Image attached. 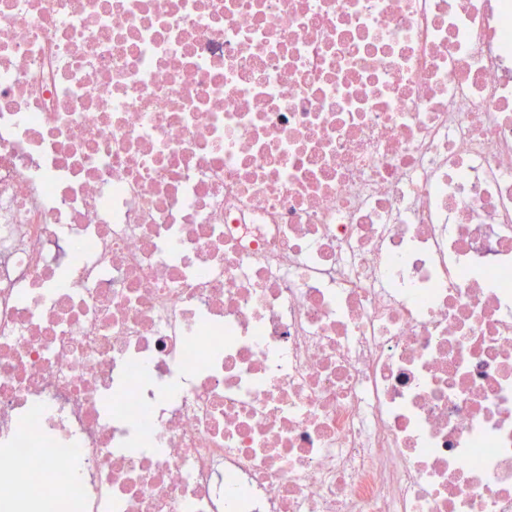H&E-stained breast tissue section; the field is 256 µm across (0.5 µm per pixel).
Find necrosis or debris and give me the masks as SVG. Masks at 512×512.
I'll return each instance as SVG.
<instances>
[{
	"label": "necrosis or debris",
	"instance_id": "necrosis-or-debris-1",
	"mask_svg": "<svg viewBox=\"0 0 512 512\" xmlns=\"http://www.w3.org/2000/svg\"><path fill=\"white\" fill-rule=\"evenodd\" d=\"M0 512H512V0H0Z\"/></svg>",
	"mask_w": 512,
	"mask_h": 512
}]
</instances>
